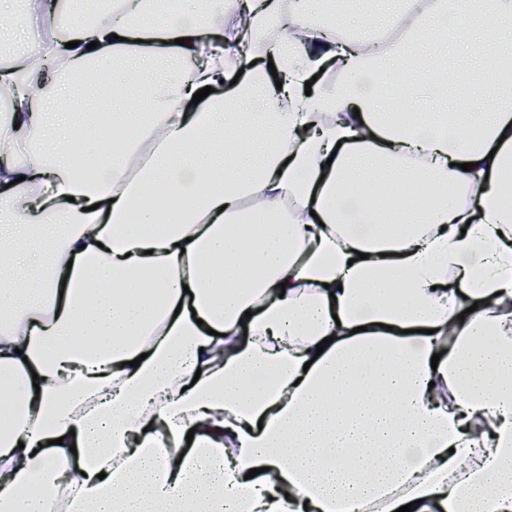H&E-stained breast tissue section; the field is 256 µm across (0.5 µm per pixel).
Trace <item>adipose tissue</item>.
Returning a JSON list of instances; mask_svg holds the SVG:
<instances>
[{"mask_svg":"<svg viewBox=\"0 0 512 512\" xmlns=\"http://www.w3.org/2000/svg\"><path fill=\"white\" fill-rule=\"evenodd\" d=\"M179 4L0 68V512H512V0Z\"/></svg>","mask_w":512,"mask_h":512,"instance_id":"obj_1","label":"adipose tissue"}]
</instances>
